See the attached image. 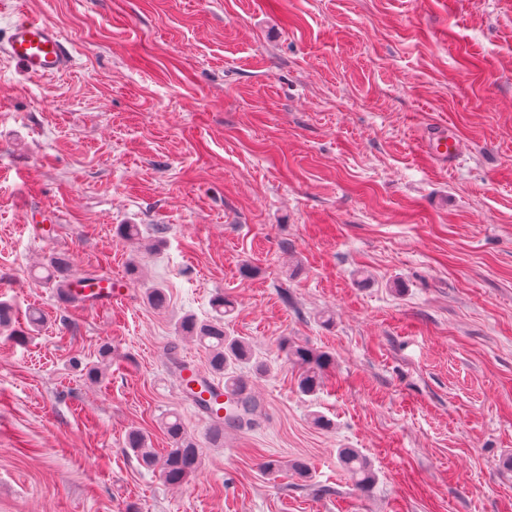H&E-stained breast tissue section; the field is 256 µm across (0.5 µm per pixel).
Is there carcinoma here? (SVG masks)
Instances as JSON below:
<instances>
[{
	"instance_id": "1",
	"label": "carcinoma",
	"mask_w": 512,
	"mask_h": 512,
	"mask_svg": "<svg viewBox=\"0 0 512 512\" xmlns=\"http://www.w3.org/2000/svg\"><path fill=\"white\" fill-rule=\"evenodd\" d=\"M46 280L56 293L73 307L82 306V299L73 292L80 283L91 281L89 277L76 278L68 258L55 256L46 266ZM215 312L210 321L199 322L193 316L181 318L177 331L184 337L198 341L208 351V373L224 377V387L231 389L238 408L230 410L224 417V428L210 430L209 439L216 444L224 440V431L233 430L251 423V417L260 408V401L252 391V378L261 377L267 372V365L257 354L252 344L234 336L224 328V317L235 309V303L216 294L211 302ZM285 357L298 368L297 387L300 393L311 396L317 394L323 384L324 372L334 363V357L324 351L314 350L296 344L288 339L281 343ZM112 357V345L108 342L99 349L100 363L87 367V377L96 381L101 376L102 366ZM247 366L251 376L239 372ZM161 430L171 443V447L157 454L150 448L147 431L134 428L127 433L125 446L149 468H155L164 482L171 486L187 484L201 473L203 451L191 432L186 428L180 415L170 412L161 422ZM341 466L346 471L352 485L360 490H368L374 482L372 465L355 448H341L338 451Z\"/></svg>"
}]
</instances>
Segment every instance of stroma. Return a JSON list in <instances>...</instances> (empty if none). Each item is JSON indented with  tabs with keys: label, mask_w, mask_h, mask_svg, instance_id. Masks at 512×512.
<instances>
[{
	"label": "stroma",
	"mask_w": 512,
	"mask_h": 512,
	"mask_svg": "<svg viewBox=\"0 0 512 512\" xmlns=\"http://www.w3.org/2000/svg\"><path fill=\"white\" fill-rule=\"evenodd\" d=\"M19 9L74 65L0 56V302L47 317L0 327V512H512V0H0V36ZM437 123L455 166L421 151ZM57 254L124 297L59 302ZM218 293L270 370L213 445L167 351L207 370L175 324ZM285 337L334 356L316 395ZM171 411L204 450L180 488L124 446L168 447ZM338 458L357 490L365 491L371 487L374 482V472L369 459L355 448L339 449Z\"/></svg>",
	"instance_id": "obj_1"
}]
</instances>
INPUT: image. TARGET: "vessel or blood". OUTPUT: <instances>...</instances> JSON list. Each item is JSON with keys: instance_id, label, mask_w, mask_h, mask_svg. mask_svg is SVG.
I'll use <instances>...</instances> for the list:
<instances>
[{"instance_id": "b4317fda", "label": "vessel or blood", "mask_w": 512, "mask_h": 512, "mask_svg": "<svg viewBox=\"0 0 512 512\" xmlns=\"http://www.w3.org/2000/svg\"><path fill=\"white\" fill-rule=\"evenodd\" d=\"M0 54L16 62L31 77H44L68 71L73 57L58 28L46 19L19 14L5 38L0 39ZM427 156L448 164H455L461 154V146L452 137H438L425 143ZM118 279L104 276L91 283L86 292L91 306L115 300Z\"/></svg>"}]
</instances>
